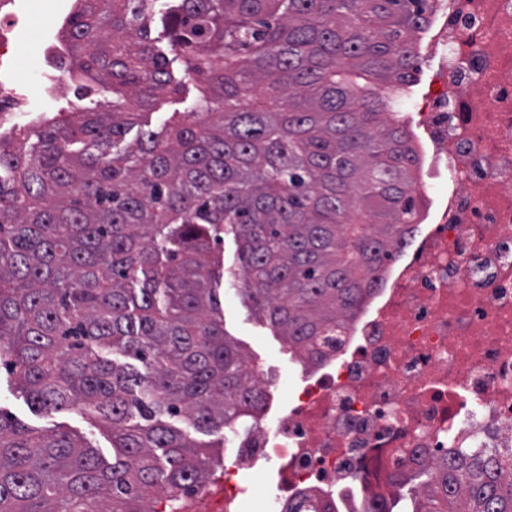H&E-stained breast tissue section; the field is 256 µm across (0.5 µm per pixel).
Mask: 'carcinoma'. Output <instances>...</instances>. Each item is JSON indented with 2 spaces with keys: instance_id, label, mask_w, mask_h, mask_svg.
Returning <instances> with one entry per match:
<instances>
[{
  "instance_id": "carcinoma-1",
  "label": "carcinoma",
  "mask_w": 512,
  "mask_h": 512,
  "mask_svg": "<svg viewBox=\"0 0 512 512\" xmlns=\"http://www.w3.org/2000/svg\"><path fill=\"white\" fill-rule=\"evenodd\" d=\"M430 0H81L71 48L112 108L0 139V361L33 405L75 407L112 463L0 414V512H168L262 396L224 330V274L303 360L357 315L402 228L419 156L399 116ZM167 21L175 56L150 23ZM181 60L185 68L174 66ZM198 101L116 152L139 110ZM239 244L224 270L215 245ZM138 365L119 364L113 356ZM361 512H512V453L444 449Z\"/></svg>"
}]
</instances>
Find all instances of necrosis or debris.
Masks as SVG:
<instances>
[{"label":"necrosis or debris","mask_w":512,"mask_h":512,"mask_svg":"<svg viewBox=\"0 0 512 512\" xmlns=\"http://www.w3.org/2000/svg\"><path fill=\"white\" fill-rule=\"evenodd\" d=\"M7 2L0 74L14 30L47 8ZM429 26L441 70L415 123L420 217L354 320L320 338L289 410L225 429L236 456L208 512H239L242 470L274 469L265 507L286 512L463 441L512 447V0H436ZM437 181L446 196L428 194Z\"/></svg>","instance_id":"1"}]
</instances>
